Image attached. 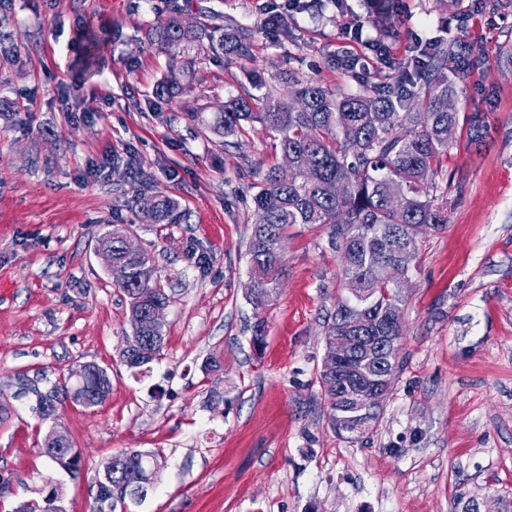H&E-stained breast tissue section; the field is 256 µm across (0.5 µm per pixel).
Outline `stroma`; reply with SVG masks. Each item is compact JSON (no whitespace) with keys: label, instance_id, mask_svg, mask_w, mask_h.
<instances>
[{"label":"stroma","instance_id":"stroma-1","mask_svg":"<svg viewBox=\"0 0 512 512\" xmlns=\"http://www.w3.org/2000/svg\"><path fill=\"white\" fill-rule=\"evenodd\" d=\"M272 0H177L253 31L254 66L268 83L291 70L358 88L389 74L346 72V23L407 60L426 40L476 43L482 68L451 66L461 121L433 178L448 224L424 240L409 274L399 342L404 366L373 432L354 440L330 427L318 379L324 321L346 296L339 251L320 229L294 225L276 294L255 351L250 279L252 185L257 166L281 161L259 123L227 139L206 131L247 79L225 56L151 45L167 0H5L23 60L0 66V512L62 490L66 512H505L512 502V7L463 0L452 18L438 0H397L399 20L370 24L366 0L342 11H291L266 23ZM101 39L86 64L85 31ZM192 67L172 101L154 90ZM479 114L484 138L468 140ZM175 199L178 224L141 220L135 195ZM127 224L172 296L161 358L135 372L120 360L131 333L126 300L96 254L105 225ZM224 357L219 376L205 358ZM94 362L112 380L95 408L64 405L40 420L18 384L50 389ZM82 457L73 477L42 453L50 431ZM156 454L143 500L98 505L96 483L112 456Z\"/></svg>","mask_w":512,"mask_h":512}]
</instances>
